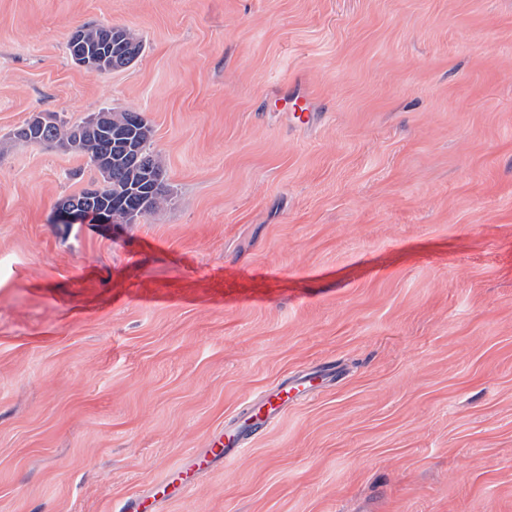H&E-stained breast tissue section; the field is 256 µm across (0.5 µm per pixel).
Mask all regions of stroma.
Returning <instances> with one entry per match:
<instances>
[{"instance_id": "obj_1", "label": "stroma", "mask_w": 512, "mask_h": 512, "mask_svg": "<svg viewBox=\"0 0 512 512\" xmlns=\"http://www.w3.org/2000/svg\"><path fill=\"white\" fill-rule=\"evenodd\" d=\"M89 21L144 53L79 66ZM110 108L173 200L53 223L100 175L12 131ZM205 456L156 512H512V0H0V512H120ZM280 108L284 112H293L294 119L300 124H306L310 120V102L305 96H295L281 100ZM317 382V377L282 381L275 390L263 394L253 402L246 416L238 425L224 426V435L220 436L214 447L225 461L239 457L244 450L242 445L247 436H259L267 431L271 423L278 417L289 403L300 399L306 383ZM319 385V382H317Z\"/></svg>"}]
</instances>
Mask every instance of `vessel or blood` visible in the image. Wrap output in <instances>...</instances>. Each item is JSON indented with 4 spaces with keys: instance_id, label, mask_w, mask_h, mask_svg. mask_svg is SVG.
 I'll use <instances>...</instances> for the list:
<instances>
[{
    "instance_id": "vessel-or-blood-1",
    "label": "vessel or blood",
    "mask_w": 512,
    "mask_h": 512,
    "mask_svg": "<svg viewBox=\"0 0 512 512\" xmlns=\"http://www.w3.org/2000/svg\"><path fill=\"white\" fill-rule=\"evenodd\" d=\"M304 390V380H285L275 390L263 394L249 406L240 424L225 426L216 446L217 453L228 461L239 457L245 438L266 432L283 408L299 400Z\"/></svg>"
}]
</instances>
